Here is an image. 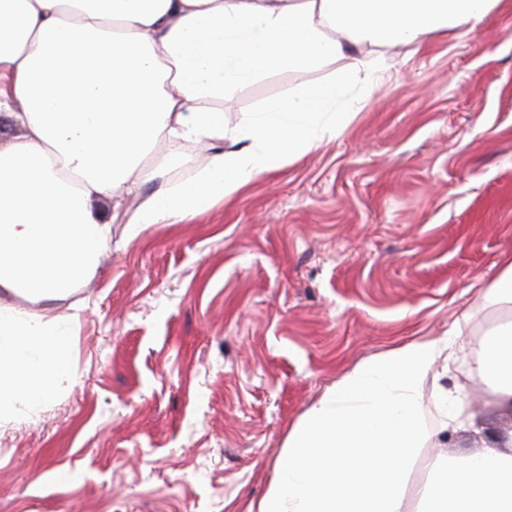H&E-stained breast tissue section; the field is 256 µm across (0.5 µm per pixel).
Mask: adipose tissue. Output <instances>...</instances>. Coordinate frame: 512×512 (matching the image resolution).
I'll use <instances>...</instances> for the list:
<instances>
[{
  "mask_svg": "<svg viewBox=\"0 0 512 512\" xmlns=\"http://www.w3.org/2000/svg\"><path fill=\"white\" fill-rule=\"evenodd\" d=\"M502 0H0V114L20 129L0 149V288L51 298L95 274L112 245L97 200L139 206L128 238L177 224L347 127L384 71L369 46L474 29ZM343 59L234 128L232 84L275 67ZM229 140L191 183L164 180L165 142ZM483 304L507 311L472 363L512 403V257ZM461 334L407 342L327 388L289 429L265 495L248 512H405L426 439L419 388ZM73 322L0 309V425L73 385ZM414 512H512V442L426 465Z\"/></svg>",
  "mask_w": 512,
  "mask_h": 512,
  "instance_id": "ef3b65f1",
  "label": "adipose tissue"
}]
</instances>
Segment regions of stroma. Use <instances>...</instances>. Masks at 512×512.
I'll list each match as a JSON object with an SVG mask.
<instances>
[{
  "instance_id": "1",
  "label": "stroma",
  "mask_w": 512,
  "mask_h": 512,
  "mask_svg": "<svg viewBox=\"0 0 512 512\" xmlns=\"http://www.w3.org/2000/svg\"><path fill=\"white\" fill-rule=\"evenodd\" d=\"M389 74L336 138L179 224L126 235L112 209L97 273L51 299L0 307L78 313L73 388L0 426V512H245L263 496L290 426L344 374L418 338L461 335L451 370L422 381L407 512L436 452L512 435V406L469 372L502 311L482 286L512 255V0L469 32L375 48ZM345 60L277 68L226 90L224 125L318 82ZM167 181H191L212 157ZM474 426L441 437L438 386Z\"/></svg>"
}]
</instances>
